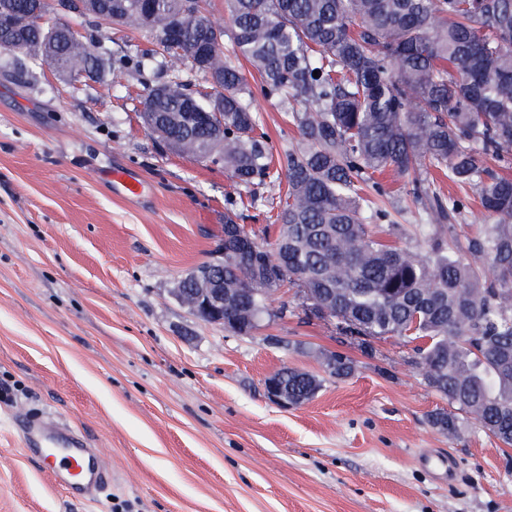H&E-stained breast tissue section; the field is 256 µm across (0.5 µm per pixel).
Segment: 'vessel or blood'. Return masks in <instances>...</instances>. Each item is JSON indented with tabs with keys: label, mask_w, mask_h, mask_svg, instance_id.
<instances>
[{
	"label": "vessel or blood",
	"mask_w": 512,
	"mask_h": 512,
	"mask_svg": "<svg viewBox=\"0 0 512 512\" xmlns=\"http://www.w3.org/2000/svg\"><path fill=\"white\" fill-rule=\"evenodd\" d=\"M57 430V422L50 418L27 421L25 441L44 444L42 464L46 470L64 475L80 489L94 484L97 472L90 452L79 442L59 441Z\"/></svg>",
	"instance_id": "1"
}]
</instances>
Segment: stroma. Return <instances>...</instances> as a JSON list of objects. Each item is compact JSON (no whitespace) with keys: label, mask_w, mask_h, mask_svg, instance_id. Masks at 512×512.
<instances>
[{"label":"stroma","mask_w":512,"mask_h":512,"mask_svg":"<svg viewBox=\"0 0 512 512\" xmlns=\"http://www.w3.org/2000/svg\"><path fill=\"white\" fill-rule=\"evenodd\" d=\"M48 20L114 53L150 46L140 30ZM240 69L283 165L299 135L260 73ZM163 81L148 68L74 83L0 50V512H512V447L469 417L452 436L432 427L448 402L413 365L412 344L340 335L293 284L249 336L179 301L225 212L260 231L287 181L254 185L244 203L224 168L168 149L141 118ZM115 170L141 194L114 185ZM380 182L388 223L425 248L414 229L426 200L396 172ZM333 354L351 360L347 377L326 371ZM284 367L321 379L313 400L266 398V377ZM43 415L94 455L104 479L91 493H73L23 446L19 417Z\"/></svg>","instance_id":"stroma-1"}]
</instances>
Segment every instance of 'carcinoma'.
<instances>
[{"label":"carcinoma","mask_w":512,"mask_h":512,"mask_svg":"<svg viewBox=\"0 0 512 512\" xmlns=\"http://www.w3.org/2000/svg\"><path fill=\"white\" fill-rule=\"evenodd\" d=\"M35 2L0 0V31L23 40L12 52L52 65V44L75 78L144 66L138 49L113 56L100 42L63 38L59 25L17 27ZM200 2L109 0L112 25L133 17L156 42L170 18L183 19L180 51L161 61L168 81L143 97L148 111L175 118L153 130L161 139L204 147L249 194L270 176L241 57L265 94L288 105L299 134L286 155L275 245L240 254L234 216L224 215V287L251 291L224 315L249 323L285 283L296 284L325 307L313 315L329 312L344 332L414 344L415 367L448 399L450 410L431 416L436 429L452 436L466 415L512 446V178L487 166L490 156L512 165V0H227V32ZM215 33L231 47L208 41ZM207 67L223 78L214 126L199 119L211 96L185 79ZM387 169L410 176L417 198L429 196L430 172L448 175L476 192L489 223L463 242L432 238L420 224L426 253L382 240L374 228L387 213L364 188ZM463 209L435 195L429 221ZM284 246L285 276L275 251ZM283 375L300 396L321 387L308 373L285 367Z\"/></svg>","instance_id":"obj_1"}]
</instances>
